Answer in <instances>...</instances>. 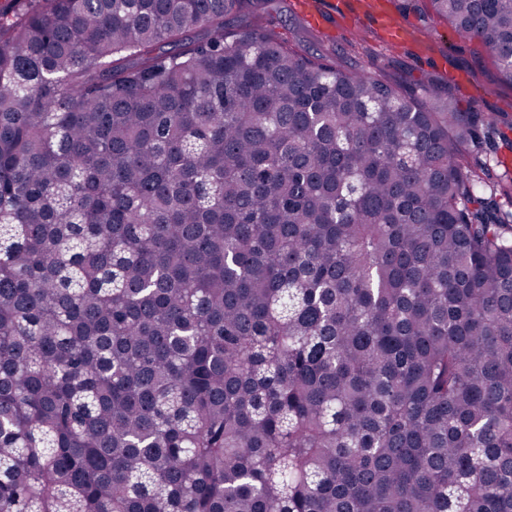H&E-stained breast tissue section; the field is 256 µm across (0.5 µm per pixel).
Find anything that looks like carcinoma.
<instances>
[{"label": "carcinoma", "mask_w": 512, "mask_h": 512, "mask_svg": "<svg viewBox=\"0 0 512 512\" xmlns=\"http://www.w3.org/2000/svg\"><path fill=\"white\" fill-rule=\"evenodd\" d=\"M38 2L0 12V512H512L483 114L265 0ZM430 2L512 84V0Z\"/></svg>", "instance_id": "carcinoma-1"}]
</instances>
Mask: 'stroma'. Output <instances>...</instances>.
Instances as JSON below:
<instances>
[{"label":"stroma","mask_w":512,"mask_h":512,"mask_svg":"<svg viewBox=\"0 0 512 512\" xmlns=\"http://www.w3.org/2000/svg\"><path fill=\"white\" fill-rule=\"evenodd\" d=\"M314 21L298 0H267L268 24L341 69L383 73L409 85L450 81L460 111L480 112L494 128L495 149L482 173L487 184L512 187V86L499 79L480 40L459 41L427 0H315ZM403 28L388 43L385 18Z\"/></svg>","instance_id":"stroma-1"}]
</instances>
